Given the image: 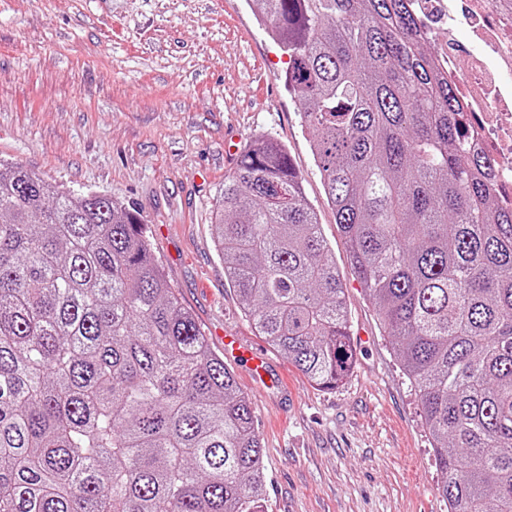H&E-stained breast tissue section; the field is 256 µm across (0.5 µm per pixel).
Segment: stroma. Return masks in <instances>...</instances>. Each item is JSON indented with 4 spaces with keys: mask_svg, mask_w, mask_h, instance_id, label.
Returning <instances> with one entry per match:
<instances>
[{
    "mask_svg": "<svg viewBox=\"0 0 512 512\" xmlns=\"http://www.w3.org/2000/svg\"><path fill=\"white\" fill-rule=\"evenodd\" d=\"M288 57L245 0H0V160L135 206L171 287L222 352L264 347L224 285L211 222L237 156L288 148L343 273L356 349L344 384H312L275 351L276 395L233 365L253 407L264 512H448L419 397L346 259L284 85Z\"/></svg>",
    "mask_w": 512,
    "mask_h": 512,
    "instance_id": "35a3bbf8",
    "label": "stroma"
}]
</instances>
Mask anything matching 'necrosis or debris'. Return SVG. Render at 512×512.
<instances>
[{
	"label": "necrosis or debris",
	"instance_id": "4bbe7bcc",
	"mask_svg": "<svg viewBox=\"0 0 512 512\" xmlns=\"http://www.w3.org/2000/svg\"><path fill=\"white\" fill-rule=\"evenodd\" d=\"M414 10L424 37L444 30L436 64L468 105L465 127L472 146L496 163L499 196L512 201V11L492 0H415ZM461 25L469 28L478 52L459 45Z\"/></svg>",
	"mask_w": 512,
	"mask_h": 512
}]
</instances>
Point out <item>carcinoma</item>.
<instances>
[{
    "label": "carcinoma",
    "mask_w": 512,
    "mask_h": 512,
    "mask_svg": "<svg viewBox=\"0 0 512 512\" xmlns=\"http://www.w3.org/2000/svg\"><path fill=\"white\" fill-rule=\"evenodd\" d=\"M288 55L351 271L418 391L448 512H512V207L411 0H247ZM288 147L242 151L211 224L224 284L320 388L355 358ZM251 402L140 213L0 162V512H260Z\"/></svg>",
    "instance_id": "cac0c4a2"
}]
</instances>
